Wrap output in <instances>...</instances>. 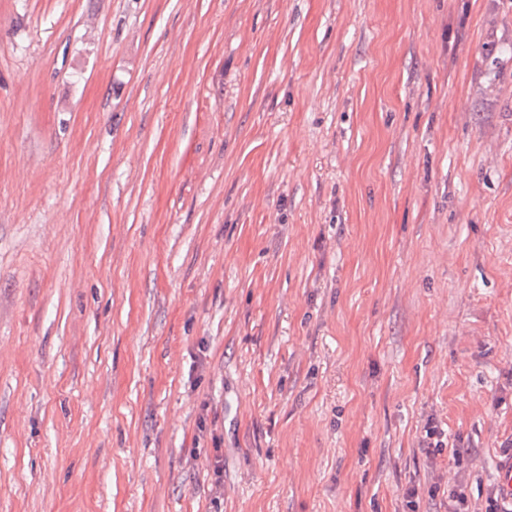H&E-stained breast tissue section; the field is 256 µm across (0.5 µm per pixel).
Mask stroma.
Here are the masks:
<instances>
[{
	"mask_svg": "<svg viewBox=\"0 0 512 512\" xmlns=\"http://www.w3.org/2000/svg\"><path fill=\"white\" fill-rule=\"evenodd\" d=\"M509 437L512 0H0V512H444Z\"/></svg>",
	"mask_w": 512,
	"mask_h": 512,
	"instance_id": "stroma-1",
	"label": "stroma"
}]
</instances>
